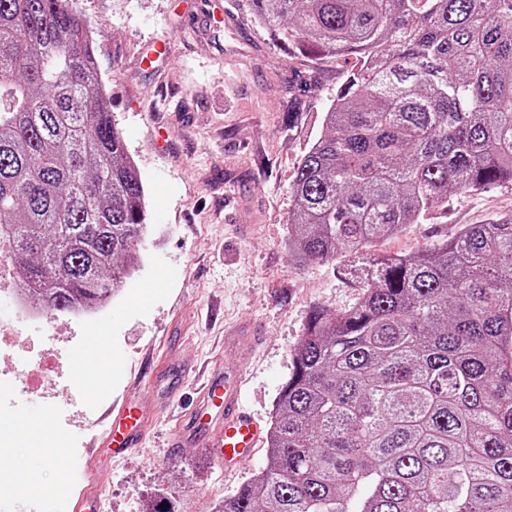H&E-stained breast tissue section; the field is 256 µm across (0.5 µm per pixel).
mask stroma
Masks as SVG:
<instances>
[{"instance_id":"35a3bbf8","label":"stroma","mask_w":512,"mask_h":512,"mask_svg":"<svg viewBox=\"0 0 512 512\" xmlns=\"http://www.w3.org/2000/svg\"><path fill=\"white\" fill-rule=\"evenodd\" d=\"M95 32L98 69L126 151L147 192L148 231L122 294L87 319L54 313V327L26 331L58 352L64 375L41 387L5 389L13 420L40 422L43 443L21 436L0 447L14 477L0 481V512H69L83 488L65 479L100 435L113 400L152 386L158 361L190 363L176 397L153 412L143 447L114 462L101 486L103 512H146L156 499L179 512H210L265 464V450L224 477L205 446L168 441L197 405L212 373L241 379L245 405L270 425L307 316L337 313L361 296L340 264L294 265L288 251L293 175L324 132L323 115L344 70L273 44L246 0H75ZM170 47L175 64L158 57ZM155 54L152 69L141 53ZM311 85L299 102L294 74ZM512 215V185L452 193L447 208L370 246L410 254L453 236L460 225ZM96 349L104 365L83 383L74 360Z\"/></svg>"}]
</instances>
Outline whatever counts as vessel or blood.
Wrapping results in <instances>:
<instances>
[{
    "mask_svg": "<svg viewBox=\"0 0 512 512\" xmlns=\"http://www.w3.org/2000/svg\"><path fill=\"white\" fill-rule=\"evenodd\" d=\"M202 400V407L191 415L188 427L178 430L170 445L177 448L187 441L200 443L211 449L225 471H234L243 459L254 455L265 430L245 408L240 388L226 379L210 378ZM150 417V411L138 401L126 398L114 402L111 420L96 443L98 450L119 456L139 447L148 433ZM217 425L222 431L215 440L211 432ZM85 472L88 485L73 500L71 512H101L99 485L104 473L95 456H88Z\"/></svg>",
    "mask_w": 512,
    "mask_h": 512,
    "instance_id": "obj_1",
    "label": "vessel or blood"
}]
</instances>
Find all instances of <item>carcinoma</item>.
<instances>
[{
  "mask_svg": "<svg viewBox=\"0 0 512 512\" xmlns=\"http://www.w3.org/2000/svg\"><path fill=\"white\" fill-rule=\"evenodd\" d=\"M346 65L297 167L292 260L347 262L314 308L264 467L214 512H512V215L375 256L448 193L512 184V0H247ZM71 0H0V240L48 310L132 276L146 192Z\"/></svg>",
  "mask_w": 512,
  "mask_h": 512,
  "instance_id": "1",
  "label": "carcinoma"
}]
</instances>
